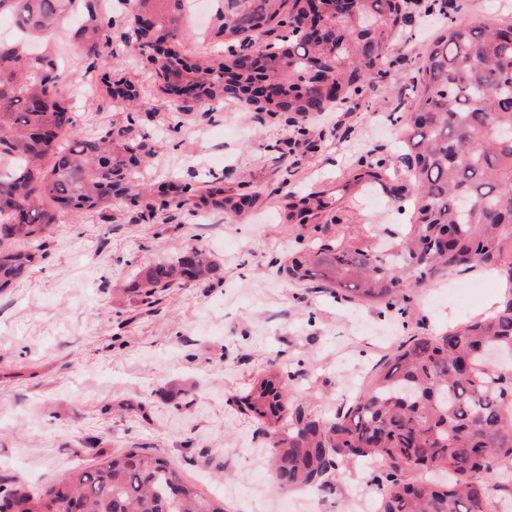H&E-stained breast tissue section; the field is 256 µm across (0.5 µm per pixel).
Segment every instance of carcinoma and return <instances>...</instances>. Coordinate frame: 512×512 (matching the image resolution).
Here are the masks:
<instances>
[{
	"mask_svg": "<svg viewBox=\"0 0 512 512\" xmlns=\"http://www.w3.org/2000/svg\"><path fill=\"white\" fill-rule=\"evenodd\" d=\"M188 0H121L128 36L148 63L180 60L173 40L185 36ZM306 0H219L217 34L240 44L229 62L182 64L165 74L163 92L192 91L200 101L253 104L259 85L271 91L258 108L287 120L317 115L332 103L305 88L311 58L332 70L346 95L364 81L391 77L387 49L405 25L401 0H322L325 37L307 46L292 36L275 52L251 33L283 10L293 21ZM79 50L108 68L109 96L133 103L139 92L119 72L100 19L99 0H0L16 35L0 39V292L37 261L14 245L41 241L58 225L117 198L153 214L171 202L193 210L237 214L257 197L225 189L215 178L201 189L174 180L137 178L148 151L126 130L80 134L62 90L59 53L42 36L70 20ZM229 78H224V74ZM407 113L405 144L415 192L413 230L388 255L320 244L292 254L285 272L302 284L349 299L392 307L407 300L401 285L430 284L450 270L505 275L495 312L430 336H413L373 375L370 385L332 416L289 398L283 375L270 370L239 402L260 421L279 489H332L342 469L380 463L373 478L381 512H492L512 503V23L449 19L429 44ZM218 276L205 252L191 247L145 270L137 283L146 306L159 289ZM225 512L161 456L129 451L101 457L36 492L0 496V512Z\"/></svg>",
	"mask_w": 512,
	"mask_h": 512,
	"instance_id": "cac0c4a2",
	"label": "carcinoma"
}]
</instances>
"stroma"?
I'll use <instances>...</instances> for the list:
<instances>
[{"instance_id": "obj_1", "label": "stroma", "mask_w": 512, "mask_h": 512, "mask_svg": "<svg viewBox=\"0 0 512 512\" xmlns=\"http://www.w3.org/2000/svg\"><path fill=\"white\" fill-rule=\"evenodd\" d=\"M447 14L512 21V0H447ZM122 73L143 105L111 101L100 68L75 44L74 22L48 35L63 54L68 94L85 135L131 127L153 155L151 182L197 190L220 177L257 195L243 216L169 207L149 216L117 199L59 225L36 266L0 293V488L47 486L100 456L132 448L171 461L223 500L227 512H354L373 467L343 471L331 491L274 490L262 424L237 400L268 370L288 374L293 396L321 414L367 387L398 345L478 317L500 293L473 269L410 288L402 307L364 306L289 280L290 253L316 243L379 252L411 221L414 191L403 146L414 76L440 26L416 14L388 51L390 80L361 86L298 136L284 117L232 99L208 105L165 95L151 65L126 46L124 10L101 0ZM213 0L178 47L189 63L229 60ZM379 172L383 184L360 176ZM332 198L331 218L286 220L278 190ZM206 249L219 277L141 302L139 271L187 246Z\"/></svg>"}]
</instances>
